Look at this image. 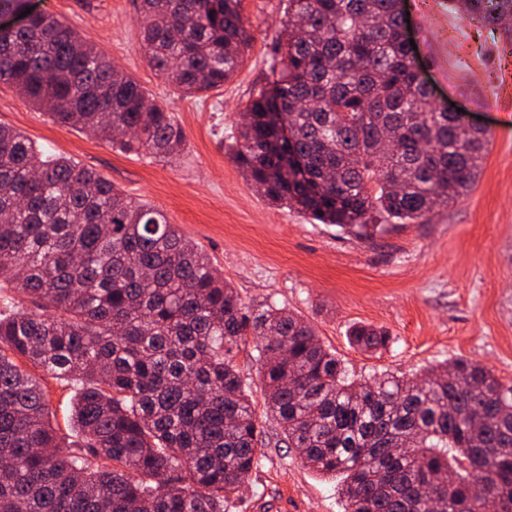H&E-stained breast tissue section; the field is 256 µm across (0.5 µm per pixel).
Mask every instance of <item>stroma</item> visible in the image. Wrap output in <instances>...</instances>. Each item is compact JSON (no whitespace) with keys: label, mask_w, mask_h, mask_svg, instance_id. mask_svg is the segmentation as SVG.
Instances as JSON below:
<instances>
[{"label":"stroma","mask_w":512,"mask_h":512,"mask_svg":"<svg viewBox=\"0 0 512 512\" xmlns=\"http://www.w3.org/2000/svg\"><path fill=\"white\" fill-rule=\"evenodd\" d=\"M101 50L172 112L187 136L180 158L126 153L53 123L14 88L0 84V124L45 153L93 169L126 196L162 210L208 255L253 310L287 306L312 325L351 376L412 377L464 358L512 386V18L477 19L454 0H402L413 52L441 109L462 108L488 135L474 189L407 224L359 239L294 209L271 206L226 154L252 94L279 70L277 37L287 0H242L252 37L243 66L224 87L196 97L177 91L141 49L137 0H29ZM385 331L366 352L350 330ZM251 345L235 351L268 446L231 512H345L337 481L304 466L265 407ZM53 422L72 436L75 383L44 376Z\"/></svg>","instance_id":"1"}]
</instances>
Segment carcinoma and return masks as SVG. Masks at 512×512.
<instances>
[{
    "label": "carcinoma",
    "instance_id": "carcinoma-1",
    "mask_svg": "<svg viewBox=\"0 0 512 512\" xmlns=\"http://www.w3.org/2000/svg\"><path fill=\"white\" fill-rule=\"evenodd\" d=\"M241 2L139 0L152 67L186 96L223 88L250 48ZM402 27L399 0H288L277 77L227 146L270 204L369 238L375 216L415 221L475 185L487 133L433 106ZM0 83L125 152L186 148L172 114L52 14L0 45ZM0 279L31 303L0 311V512H229L266 444L231 357L250 338L267 411L306 466L340 478L346 512H512V388L490 369L351 378L287 307L246 310L164 212L2 125ZM20 361L80 386L73 439Z\"/></svg>",
    "mask_w": 512,
    "mask_h": 512
}]
</instances>
